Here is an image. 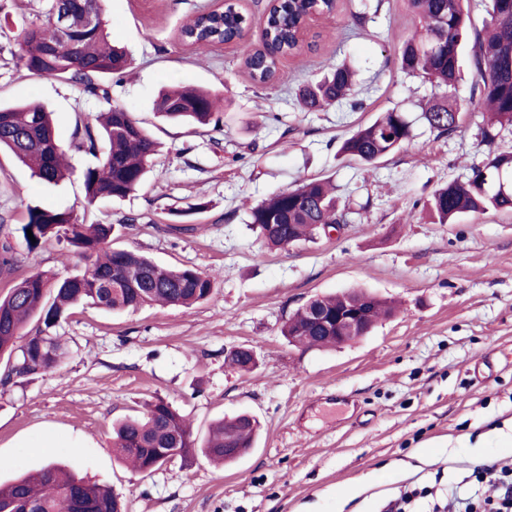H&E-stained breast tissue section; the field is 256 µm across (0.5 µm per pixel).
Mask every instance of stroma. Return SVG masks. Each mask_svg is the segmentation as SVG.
Segmentation results:
<instances>
[{
	"label": "stroma",
	"instance_id": "1",
	"mask_svg": "<svg viewBox=\"0 0 512 512\" xmlns=\"http://www.w3.org/2000/svg\"><path fill=\"white\" fill-rule=\"evenodd\" d=\"M101 5L112 41L131 57L111 80L110 101L21 69V20L41 0H0V101L43 104L66 150L76 123L122 106L160 144L153 170L128 197L89 206L82 172L95 157L72 153V172L52 185L1 152L0 222L26 256L19 271L80 266L63 240L28 249L22 227L28 206L39 205L114 225V246L159 264L215 274L214 291L190 309L75 310L58 329L61 367L0 392V460L10 463L0 482L63 461L120 494L126 512H383L404 495L405 512H448L449 497L478 499L476 470L512 466V212L435 224L422 209L436 189L465 179L485 147L473 123L440 137L420 121L434 90L398 63L419 25L409 0H338L312 23V48L282 58L266 85L251 78L243 49L258 40L267 0H241L242 43L201 47L179 31L213 0ZM364 9L361 36L352 16ZM343 62L356 72L357 107L301 111L298 88ZM170 85L223 95L217 123L159 118L154 101ZM393 108L413 122L400 151L371 167L339 155L355 128ZM310 178L334 181L351 222L311 243L266 248L251 208ZM196 203L204 212H192ZM350 289L395 301L394 315L334 348L288 343L289 315ZM239 345L255 350L252 371L226 361ZM488 358L492 373L476 376ZM157 396L200 436L219 417L251 414L258 442L224 468L176 459L132 473L112 455V424Z\"/></svg>",
	"mask_w": 512,
	"mask_h": 512
}]
</instances>
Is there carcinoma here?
I'll return each mask as SVG.
<instances>
[{"mask_svg":"<svg viewBox=\"0 0 512 512\" xmlns=\"http://www.w3.org/2000/svg\"><path fill=\"white\" fill-rule=\"evenodd\" d=\"M422 21L420 36L404 42L401 69L431 85L448 89L462 77V49L473 41L471 68L473 96L464 107L443 94L422 109L430 130L451 135L469 117L478 126L485 157L469 166L464 181H452L435 190L425 208L436 224H454L468 214L512 211V153L495 148L501 130L512 127V0H489V21L484 33H471L467 0H409ZM101 10L92 0H48L44 17L26 21L21 30L19 59L35 75L76 82L91 96L110 98L104 77H122L130 65L127 53L110 43L103 17L88 22L85 9ZM331 11L329 0H274L266 16V41L246 65L258 82L273 79L281 57L297 44L302 17L312 9ZM68 15V32L60 34L55 16ZM239 7L225 4L218 11L189 20L186 39L200 44L231 40L246 27ZM353 95L352 73L337 66L321 80L299 89L298 99L308 112L321 111ZM219 95L193 88L164 91L155 103L156 114L189 126H206L220 111ZM412 137V124L396 109L358 127L346 137L339 153L364 166H372L399 151ZM107 149L102 160L83 170L84 198L92 205L103 199H122L137 190L151 171L156 141L130 112L118 105L98 113L95 123L76 126L72 147L96 154L99 143ZM8 150L33 176L57 183L66 170V156L57 143L51 113L37 103L0 104V150ZM351 211L338 208L335 186L325 179H309L272 194L251 210L250 220L260 238L275 248L314 241L322 226L349 223ZM23 229L27 247L64 237L85 261L84 270L65 276L36 270L0 296V357L8 356L0 388L17 380L60 367L66 350L52 334L78 306L93 304L110 311L138 310L145 306L189 308L213 293V275L189 267L161 265L127 249L110 247L113 225L80 224L70 210L30 206ZM0 272L13 273L21 259L0 224ZM369 302L370 326L394 312L391 302L362 290L318 296L316 303L327 320L319 323L302 309L284 324L282 334L303 345H336V308L356 297ZM34 333H24L31 321ZM260 424L238 415L210 424L197 440L186 418L168 401L157 398L145 414L127 416L114 427L113 452L118 460L139 473L152 472L179 458L186 464L201 456L210 462H232L254 444ZM0 512H124L120 497L108 487L90 483L71 468L51 462L34 474L0 484Z\"/></svg>","mask_w":512,"mask_h":512,"instance_id":"cac0c4a2","label":"carcinoma"}]
</instances>
